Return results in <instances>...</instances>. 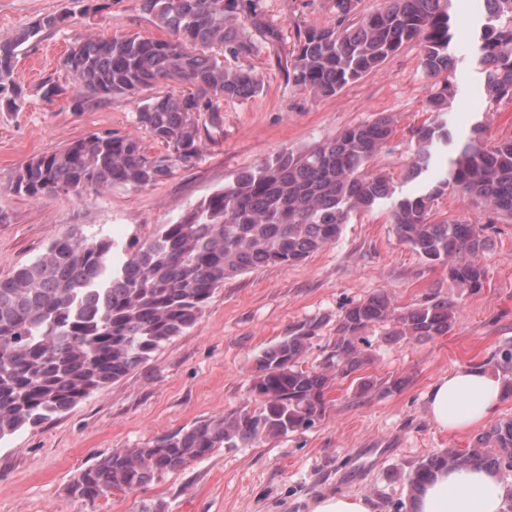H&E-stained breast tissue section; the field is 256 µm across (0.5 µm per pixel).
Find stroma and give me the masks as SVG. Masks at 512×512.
Here are the masks:
<instances>
[{"label": "stroma", "mask_w": 512, "mask_h": 512, "mask_svg": "<svg viewBox=\"0 0 512 512\" xmlns=\"http://www.w3.org/2000/svg\"><path fill=\"white\" fill-rule=\"evenodd\" d=\"M100 13L85 12L86 0H0V40L51 13H65L57 29L24 44L15 63L23 91L19 111L0 106V278L41 254L57 236L112 237L120 246L150 238L159 225L223 188L237 174L283 150H300L346 127L388 114L394 133L369 166L405 194L424 190L409 178L415 149L412 132L434 120L428 100L434 82L421 67V48L411 43L379 70L330 96L296 90L280 65L293 51L295 25L332 22V0H264L281 40L246 58H225L228 68H250L262 84L257 95L225 101L221 112L202 114V149L190 164L176 165L156 184L103 193L29 197L13 186L16 174L36 156L61 150L91 132L140 135L147 152L166 147L139 134L134 113L140 100L179 95L188 87L159 83L132 96H115L74 111V85L62 60L74 44L139 34L166 37L142 0H101ZM458 66L448 124L459 136L485 122L488 138L512 133V101L490 105L471 64L473 36L483 13L481 0H453ZM55 82L63 94L45 99ZM439 219L487 224L488 247L480 257L486 282L476 294L463 292L446 268L424 261L403 243L386 205L352 214L336 242L294 266H269L225 280L196 324L156 351L149 363L94 393L42 425L0 440V512H312L321 498L361 495L373 512H407L406 475L423 459L448 448L467 449L479 428L452 433L430 417L427 394L442 377L462 366H480L502 376L495 355L512 345V220L488 224L467 196L445 193L433 203ZM375 291L404 310L427 298L456 301L457 319L442 336L393 341L386 327L366 329L370 361L358 374L332 381L324 417L313 427L252 445L215 449L185 469L144 489L93 501L67 492L73 474L116 448H134L155 437L187 429L234 410L256 408L250 380L256 356L288 332L318 323L304 355L321 365L336 334V321L350 303ZM376 388L362 392L359 377ZM403 379L396 391L385 382Z\"/></svg>", "instance_id": "stroma-1"}]
</instances>
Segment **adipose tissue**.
<instances>
[{
    "label": "adipose tissue",
    "mask_w": 512,
    "mask_h": 512,
    "mask_svg": "<svg viewBox=\"0 0 512 512\" xmlns=\"http://www.w3.org/2000/svg\"><path fill=\"white\" fill-rule=\"evenodd\" d=\"M502 395L500 380L463 366L440 379L429 393V413L443 429L463 431L488 417ZM506 489L494 470L443 469L411 496L408 512H503Z\"/></svg>",
    "instance_id": "ef3b65f1"
}]
</instances>
